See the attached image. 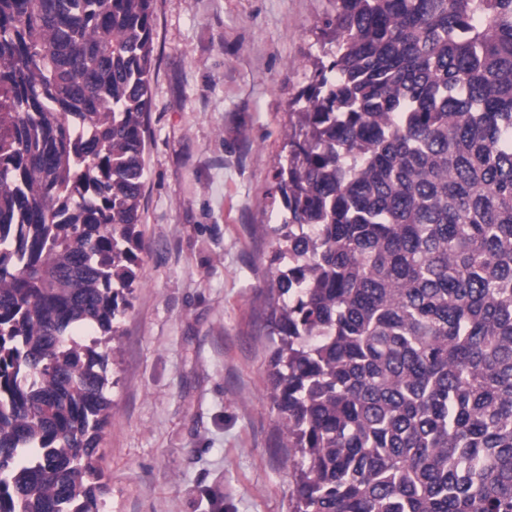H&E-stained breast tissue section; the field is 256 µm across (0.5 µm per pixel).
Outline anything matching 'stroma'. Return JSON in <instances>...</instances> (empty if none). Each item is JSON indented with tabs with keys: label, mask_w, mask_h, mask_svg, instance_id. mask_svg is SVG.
<instances>
[{
	"label": "stroma",
	"mask_w": 512,
	"mask_h": 512,
	"mask_svg": "<svg viewBox=\"0 0 512 512\" xmlns=\"http://www.w3.org/2000/svg\"><path fill=\"white\" fill-rule=\"evenodd\" d=\"M332 0H155L135 290L109 342L100 512H290L267 395L275 162Z\"/></svg>",
	"instance_id": "35a3bbf8"
}]
</instances>
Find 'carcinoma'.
<instances>
[{
  "label": "carcinoma",
  "mask_w": 512,
  "mask_h": 512,
  "mask_svg": "<svg viewBox=\"0 0 512 512\" xmlns=\"http://www.w3.org/2000/svg\"><path fill=\"white\" fill-rule=\"evenodd\" d=\"M288 102L292 512H512V0H334ZM154 0H0V512H98Z\"/></svg>",
  "instance_id": "obj_1"
}]
</instances>
